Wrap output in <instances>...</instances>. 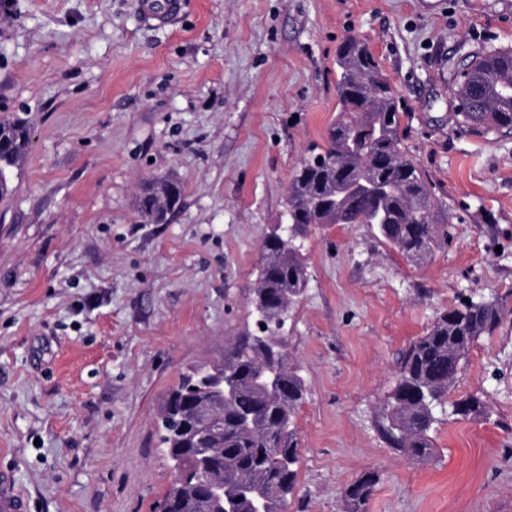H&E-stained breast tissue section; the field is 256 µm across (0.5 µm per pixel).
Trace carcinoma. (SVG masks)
Wrapping results in <instances>:
<instances>
[{"label":"carcinoma","instance_id":"1","mask_svg":"<svg viewBox=\"0 0 512 512\" xmlns=\"http://www.w3.org/2000/svg\"><path fill=\"white\" fill-rule=\"evenodd\" d=\"M341 119L327 145L304 159L286 200L289 236L271 228L262 245L253 307L267 333L238 337L224 363L201 365L181 375L169 390L161 421L188 418L191 405L207 401L224 415V432L215 441L212 476L235 498V512H254L252 486L267 501L266 512H285L298 476L301 440L297 413L306 384L288 354L282 329L303 294L308 272L298 239L314 224H375L386 242L420 262L448 243L449 218L441 211L426 173L402 146L396 94L362 39L346 37L338 46ZM457 122L512 134V48L478 53L454 90ZM29 143L27 122L0 118V198L11 191L7 173L20 167ZM183 189L170 176H157L138 197L137 210L151 224H164L181 204ZM506 318L499 301L468 299L441 312L427 332L400 356L385 398V433L412 461L430 454L436 408L455 415L485 412L475 396L448 400L467 355L480 336ZM168 459L186 463L202 446L192 431L160 436ZM158 507L163 512H213L201 483L183 482L177 473ZM378 476L368 471L344 492L345 512H365Z\"/></svg>","mask_w":512,"mask_h":512}]
</instances>
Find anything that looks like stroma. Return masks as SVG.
Returning a JSON list of instances; mask_svg holds the SVG:
<instances>
[{
    "label": "stroma",
    "instance_id": "stroma-1",
    "mask_svg": "<svg viewBox=\"0 0 512 512\" xmlns=\"http://www.w3.org/2000/svg\"><path fill=\"white\" fill-rule=\"evenodd\" d=\"M0 0V118L29 125L0 199V468L28 512H153L171 483L157 438L181 372L254 330L261 245L293 175L325 145L336 49L362 38L406 112L404 146L453 224L406 259L371 224H318L284 334L307 396L288 512H512V135L466 131L453 88L478 52L512 48V0ZM183 187L165 224L135 201ZM494 297L421 461L383 433L401 351L437 313ZM377 480V473L368 471L351 483L344 492L345 512H365L364 506L372 495Z\"/></svg>",
    "mask_w": 512,
    "mask_h": 512
}]
</instances>
